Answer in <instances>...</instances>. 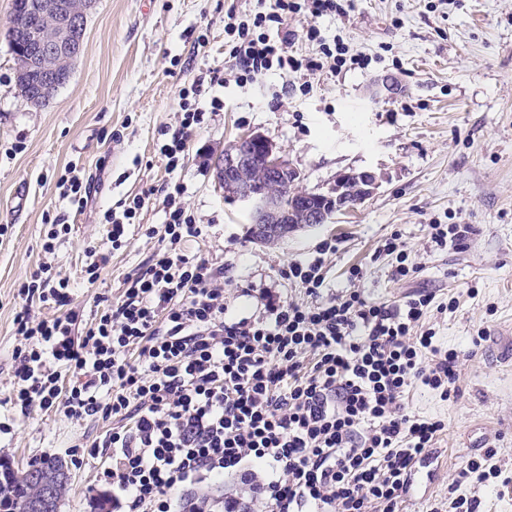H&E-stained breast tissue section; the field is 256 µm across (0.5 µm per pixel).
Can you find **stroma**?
<instances>
[{
    "label": "stroma",
    "instance_id": "stroma-1",
    "mask_svg": "<svg viewBox=\"0 0 512 512\" xmlns=\"http://www.w3.org/2000/svg\"><path fill=\"white\" fill-rule=\"evenodd\" d=\"M232 5L245 12L253 2L96 0L69 81L38 107L17 85L7 38L12 0H0V225L7 227L0 236V462L19 473L107 429L38 409L24 415L12 404L19 285L50 263L69 277L73 307L89 326L99 301H117L124 276L158 249L145 230L165 220L161 188L178 185L203 229L184 249L223 265L237 316L260 309L256 298L237 296L240 288L301 297L279 271L331 237L337 252L326 262L328 288L348 287L357 266L371 299L397 301L424 288L436 302L455 300L430 322L444 348L468 355L460 394L445 402L417 386L407 398L416 415L448 423L436 444L433 484L406 503V512H430L447 505L458 472L487 449L512 471V0H353L349 17L316 24L326 40L343 39L351 53L368 57V66L309 76V92L285 96L272 74L213 87L199 105L208 110L215 95L223 111L209 113L184 165L168 171L159 131L176 124L184 82L224 69V12ZM250 134L272 141L300 172L297 190L326 192L340 174L363 170L377 185L329 223L256 241L246 209L226 200L215 181L216 161ZM72 173L91 188L81 211L63 187ZM151 185L157 195L128 225L125 246L113 249L104 211ZM56 219L72 231L48 253L47 224ZM433 222L468 224L472 232L463 246L440 250L427 241ZM396 231L421 268L408 283L392 281L391 260L378 252ZM90 246L110 256L93 284L85 272ZM111 465L105 455L69 462L60 512H90L108 490L100 477Z\"/></svg>",
    "mask_w": 512,
    "mask_h": 512
}]
</instances>
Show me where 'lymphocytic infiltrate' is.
Returning a JSON list of instances; mask_svg holds the SVG:
<instances>
[{
  "mask_svg": "<svg viewBox=\"0 0 512 512\" xmlns=\"http://www.w3.org/2000/svg\"><path fill=\"white\" fill-rule=\"evenodd\" d=\"M351 0H256L249 13L228 8L224 56L235 83L260 76L363 65L341 41L323 38L315 19L347 17ZM310 17L302 34L289 18ZM303 37L307 52L295 48ZM213 75L178 93L175 127L164 129L159 153L168 170L182 166L206 121L197 99ZM164 246L125 276L117 302L97 313L86 332L72 309L68 278L41 265L22 284V299L61 308L52 319L29 313L14 323L13 401L109 428L91 446L69 448L74 460L109 454L102 473L112 512H403L408 475L431 456L445 420L409 411L406 395L422 385L457 398L461 354L442 348L428 318L446 312L420 290L399 304L368 299L350 271V287L326 284L325 264L336 241L288 263L280 275L305 300L259 289V314L239 317L224 290L222 266L185 253L201 236L180 188L166 192ZM69 388H62L63 373ZM252 461L267 473L250 486L251 501L193 497L196 488L235 476Z\"/></svg>",
  "mask_w": 512,
  "mask_h": 512,
  "instance_id": "1",
  "label": "lymphocytic infiltrate"
}]
</instances>
